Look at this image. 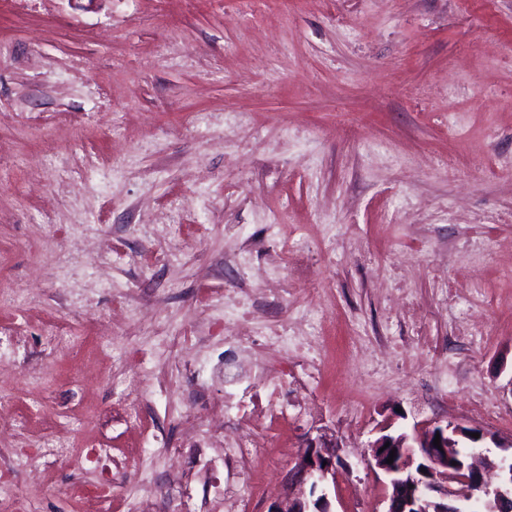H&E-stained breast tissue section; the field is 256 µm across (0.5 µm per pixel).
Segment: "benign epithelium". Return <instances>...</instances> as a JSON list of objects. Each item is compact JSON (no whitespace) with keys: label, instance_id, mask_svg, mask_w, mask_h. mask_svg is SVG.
Segmentation results:
<instances>
[{"label":"benign epithelium","instance_id":"7a95c632","mask_svg":"<svg viewBox=\"0 0 512 512\" xmlns=\"http://www.w3.org/2000/svg\"><path fill=\"white\" fill-rule=\"evenodd\" d=\"M390 426L381 429L373 443L371 465L380 470L391 487L387 512H467L474 503L491 507L503 491L489 489L482 472L472 459L484 435L470 436L472 429L462 424L438 425L426 436L401 432L392 434ZM440 446H435V437ZM329 444L310 439L290 471L296 492L275 503L269 512H331L328 495L323 489L336 465L327 450ZM468 448L465 457L458 449ZM393 463H387L390 452ZM457 465H452V462Z\"/></svg>","mask_w":512,"mask_h":512}]
</instances>
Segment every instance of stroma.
I'll list each match as a JSON object with an SVG mask.
<instances>
[{
  "label": "stroma",
  "mask_w": 512,
  "mask_h": 512,
  "mask_svg": "<svg viewBox=\"0 0 512 512\" xmlns=\"http://www.w3.org/2000/svg\"><path fill=\"white\" fill-rule=\"evenodd\" d=\"M228 288L252 335L231 387ZM276 329L303 349L255 466L219 437L168 456L225 395L262 397ZM0 406L26 512H96L75 483L110 488L108 512H268L309 437L335 447L332 512H386L387 420L476 428L499 456L512 0H0Z\"/></svg>",
  "instance_id": "obj_1"
}]
</instances>
